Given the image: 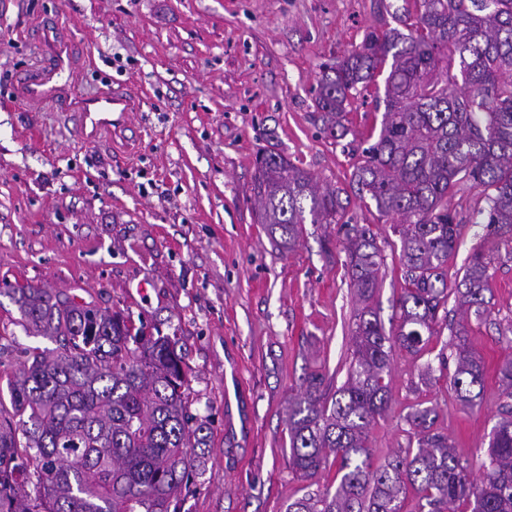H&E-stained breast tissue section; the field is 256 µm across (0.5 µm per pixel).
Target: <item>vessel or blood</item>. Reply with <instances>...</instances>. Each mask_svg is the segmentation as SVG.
Instances as JSON below:
<instances>
[{
  "label": "vessel or blood",
  "instance_id": "vessel-or-blood-1",
  "mask_svg": "<svg viewBox=\"0 0 512 512\" xmlns=\"http://www.w3.org/2000/svg\"><path fill=\"white\" fill-rule=\"evenodd\" d=\"M43 66L31 70L17 83L18 98L30 105H57L63 112H133L139 101L127 89L82 90L72 53L70 34L59 27L44 28L40 39Z\"/></svg>",
  "mask_w": 512,
  "mask_h": 512
}]
</instances>
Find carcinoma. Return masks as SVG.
<instances>
[{
	"label": "carcinoma",
	"mask_w": 512,
	"mask_h": 512,
	"mask_svg": "<svg viewBox=\"0 0 512 512\" xmlns=\"http://www.w3.org/2000/svg\"><path fill=\"white\" fill-rule=\"evenodd\" d=\"M408 32L371 30L323 67L315 104L338 138L352 100L389 68L375 143L349 188L321 186L270 149L257 153L253 194L272 242L294 248L306 224H337L350 194L371 200L401 240L405 286L396 326L373 305L384 264L369 224L349 228L346 265L362 304L347 379L329 395L313 376L288 402L290 465L306 480L336 467V489L308 491L286 512H402L408 494L419 512H512V358L499 366L502 418L479 477L450 436L434 431L436 407L404 416L411 440L380 460L371 425L389 415L386 378L399 348L418 355L457 308L490 315L485 293L494 253L512 254V0H413ZM483 187L486 233L464 275L448 284V259L463 225L448 197ZM24 330L56 344L33 349L0 395V512H179L206 422L191 412L185 360L177 342L134 327L130 318L69 293L33 284L7 288ZM450 388L474 407L484 365L467 330L452 333Z\"/></svg>",
	"instance_id": "obj_1"
}]
</instances>
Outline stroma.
<instances>
[{
  "instance_id": "1",
  "label": "stroma",
  "mask_w": 512,
  "mask_h": 512,
  "mask_svg": "<svg viewBox=\"0 0 512 512\" xmlns=\"http://www.w3.org/2000/svg\"><path fill=\"white\" fill-rule=\"evenodd\" d=\"M413 0H0V290L31 283L129 313L176 338L193 413L207 417L201 473L181 512H285L308 490L289 466L288 402L311 374L346 380L359 304L342 242L369 214L352 199L341 224H309L293 250L255 223L254 158L271 148L320 182L347 186L381 114L355 100L334 138L315 105L324 64L372 29H403ZM73 24L75 54L95 65L85 90L134 87L136 112H61L15 99L38 67L44 23ZM482 189L448 206L467 221L448 261L462 276L485 227ZM376 294L390 320L404 286L390 225ZM490 317L469 318L485 367L480 407H462L436 364L448 327L414 357L392 355V412L369 433L376 457L406 445V413L436 406L439 431L473 463L485 458L503 401L498 367L512 355V255H495ZM0 293V378L48 339L16 325ZM436 366L433 384L419 370Z\"/></svg>"
}]
</instances>
